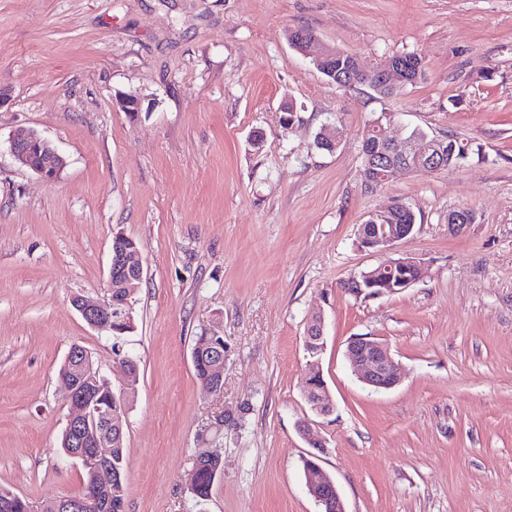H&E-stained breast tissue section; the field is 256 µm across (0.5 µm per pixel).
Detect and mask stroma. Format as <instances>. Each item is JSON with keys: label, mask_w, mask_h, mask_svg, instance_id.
<instances>
[{"label": "stroma", "mask_w": 512, "mask_h": 512, "mask_svg": "<svg viewBox=\"0 0 512 512\" xmlns=\"http://www.w3.org/2000/svg\"><path fill=\"white\" fill-rule=\"evenodd\" d=\"M298 26L366 67L418 55L425 76L391 97L340 87L291 48ZM0 90V485L36 505L83 493L60 447L78 344L116 389V349L140 362L124 512H318L304 421L347 512H512V0H0ZM384 113L389 138L419 128L473 153L369 187L360 137ZM325 125L332 152L315 145ZM28 129L65 157L57 180L11 156ZM396 200L413 234L360 247V224ZM460 208L475 222L449 224ZM117 232L144 265L118 339L70 305L106 296ZM402 256L425 270L404 292L345 290ZM317 315L328 416L302 384ZM202 334L224 339L219 395L193 370ZM354 336L389 347L395 389L360 382ZM218 415L224 475L200 505L193 455Z\"/></svg>", "instance_id": "obj_1"}]
</instances>
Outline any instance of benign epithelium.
<instances>
[{
    "label": "benign epithelium",
    "instance_id": "7a95c632",
    "mask_svg": "<svg viewBox=\"0 0 512 512\" xmlns=\"http://www.w3.org/2000/svg\"><path fill=\"white\" fill-rule=\"evenodd\" d=\"M292 41L297 51L305 58L319 65L341 87H351L357 78L367 74L374 79L378 88L393 85V81L406 80L407 72L402 65L393 61L377 64L369 69L361 66L355 56H350L346 74H339L331 66L332 60L343 56L338 50L311 52L318 38L303 32H292ZM373 134L378 144L399 151L421 163L420 170L445 166L448 150L436 140L407 137L403 140H391L383 136L382 120L372 122ZM11 155L21 165L28 168L46 181L58 178L66 165L65 158L38 132L30 131L10 140ZM409 224H376L369 221L359 225L358 239L361 247L367 249L390 250L397 243L411 235ZM129 237L122 233L112 238L107 280L120 281L123 287L130 289L120 302L112 298V288H107V297L100 301L90 297L75 295L71 306L80 314L84 322L97 330L112 331V325H133L132 297L144 278V267L139 253L127 245ZM416 276L411 278L407 271ZM422 276L421 264L411 258H399L372 269L365 282L352 283L354 291L368 288L377 295L401 292L415 284ZM312 335L304 336V346L309 357H318L323 350L322 322L315 320ZM206 355L209 358L211 384L206 389L212 393L220 391L224 380V351L218 342H200L192 351V356ZM346 357L353 366L360 381L377 390H390L400 383V374L392 360L388 347L381 341L368 336L351 338L346 347ZM126 379L120 391L113 390L111 384L94 367L89 352L81 345L70 347L61 371L67 380L66 400L72 409L65 428L63 447L66 454L79 460L83 468L93 473L100 486L106 488L112 484V453L104 449L112 448V438L121 437L122 413L137 393V372L132 361L124 362ZM304 395L311 409L318 415L326 416L332 411V401L327 384L320 371L309 369L303 381ZM304 477L310 495L314 498L320 512H345L344 504L336 485L328 480L311 455L303 461ZM25 512H91L95 502L81 497H66L48 506H37L30 502L20 504V497L9 488L0 490V512H18V506Z\"/></svg>",
    "mask_w": 512,
    "mask_h": 512
}]
</instances>
